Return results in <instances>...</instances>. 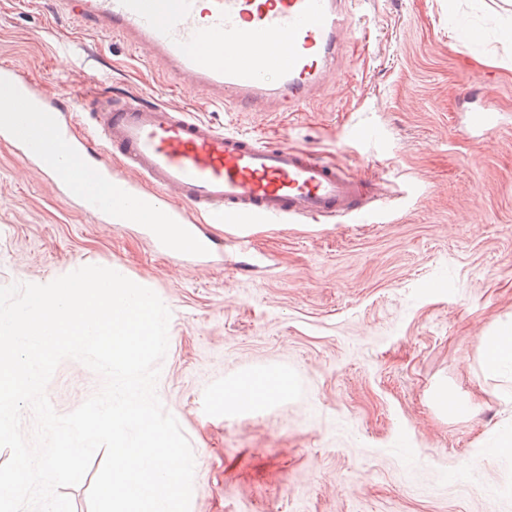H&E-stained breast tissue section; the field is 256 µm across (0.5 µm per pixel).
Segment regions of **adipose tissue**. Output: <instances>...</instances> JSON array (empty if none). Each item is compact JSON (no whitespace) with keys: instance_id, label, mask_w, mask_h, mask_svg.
<instances>
[{"instance_id":"adipose-tissue-1","label":"adipose tissue","mask_w":512,"mask_h":512,"mask_svg":"<svg viewBox=\"0 0 512 512\" xmlns=\"http://www.w3.org/2000/svg\"><path fill=\"white\" fill-rule=\"evenodd\" d=\"M482 367L486 375L512 376V321L498 325L482 339ZM292 389L287 372L268 370L246 374L224 385V407L254 409L286 397Z\"/></svg>"}]
</instances>
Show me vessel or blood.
<instances>
[{
	"mask_svg": "<svg viewBox=\"0 0 512 512\" xmlns=\"http://www.w3.org/2000/svg\"><path fill=\"white\" fill-rule=\"evenodd\" d=\"M85 30L108 31L146 50L173 77L190 81L215 103L261 110L272 98L289 110L308 98L332 63L340 35L351 28V0H175L167 23L161 0H59ZM92 138L71 139L70 125L48 97L13 67L0 69V141L53 182L79 193L82 206L118 223L95 181L118 182L130 200L161 207L169 227L148 228L155 243L200 262L212 254L193 211L209 223L232 219L342 218L380 198L372 184L351 178L310 152L222 131L163 105L88 103ZM48 123L30 124L32 110ZM470 126L491 134L501 125L493 106L471 113ZM105 142L97 164L87 156ZM122 156L126 175L108 154Z\"/></svg>",
	"mask_w": 512,
	"mask_h": 512,
	"instance_id": "vessel-or-blood-1",
	"label": "vessel or blood"
}]
</instances>
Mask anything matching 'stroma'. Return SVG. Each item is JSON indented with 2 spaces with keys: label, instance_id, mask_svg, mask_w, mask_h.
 <instances>
[{
  "label": "stroma",
  "instance_id": "35a3bbf8",
  "mask_svg": "<svg viewBox=\"0 0 512 512\" xmlns=\"http://www.w3.org/2000/svg\"><path fill=\"white\" fill-rule=\"evenodd\" d=\"M322 89L289 112L223 109L126 40L82 32L56 0H0V66L93 120L80 93L184 111L314 151L387 196L357 217L235 234L197 214L210 262L104 224L0 143V285L122 266L171 312L157 393L195 458L190 512H512V381L485 377L481 341L512 318V0H359ZM504 124L479 138L468 116ZM282 369L287 398L225 410V383ZM103 385L63 360L61 415ZM460 402L442 416L434 394ZM468 121L473 129L484 135H490L501 125L500 112L492 105H488L477 112H472Z\"/></svg>",
  "mask_w": 512,
  "mask_h": 512
}]
</instances>
